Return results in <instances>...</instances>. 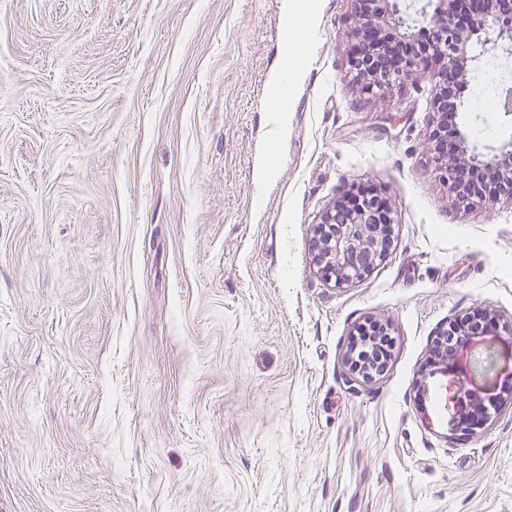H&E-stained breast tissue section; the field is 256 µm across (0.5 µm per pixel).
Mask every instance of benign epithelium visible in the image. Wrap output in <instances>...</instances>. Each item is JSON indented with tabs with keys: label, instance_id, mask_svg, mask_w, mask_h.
I'll return each mask as SVG.
<instances>
[{
	"label": "benign epithelium",
	"instance_id": "benign-epithelium-1",
	"mask_svg": "<svg viewBox=\"0 0 512 512\" xmlns=\"http://www.w3.org/2000/svg\"><path fill=\"white\" fill-rule=\"evenodd\" d=\"M355 41L350 60L355 82L383 91L418 74L435 70L433 111L436 125L429 149L457 193L461 179H474L472 196L493 204L512 199V139L496 146L473 143L460 127L448 129V115L458 116L465 103L448 89L463 83L488 52L512 58V0H429L432 14L421 20L435 27V37L416 43L417 24L404 18L400 0H350ZM387 28L398 40L386 42ZM391 216L374 207L367 194L351 192L336 199L313 225L312 261L324 279L341 288L364 277L388 253Z\"/></svg>",
	"mask_w": 512,
	"mask_h": 512
}]
</instances>
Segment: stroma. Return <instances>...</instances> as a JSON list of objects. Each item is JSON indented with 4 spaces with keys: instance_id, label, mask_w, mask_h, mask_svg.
Here are the masks:
<instances>
[{
    "instance_id": "1",
    "label": "stroma",
    "mask_w": 512,
    "mask_h": 512,
    "mask_svg": "<svg viewBox=\"0 0 512 512\" xmlns=\"http://www.w3.org/2000/svg\"><path fill=\"white\" fill-rule=\"evenodd\" d=\"M281 3L0 0V512H512V200L449 191L433 74L350 81L346 0H316L268 148ZM506 83L469 74L472 142L512 138ZM360 189L393 245L337 288L311 229Z\"/></svg>"
}]
</instances>
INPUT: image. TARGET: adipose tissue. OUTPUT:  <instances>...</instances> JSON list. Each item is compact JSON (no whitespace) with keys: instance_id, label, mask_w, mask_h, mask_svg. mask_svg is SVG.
I'll return each mask as SVG.
<instances>
[{"instance_id":"adipose-tissue-1","label":"adipose tissue","mask_w":512,"mask_h":512,"mask_svg":"<svg viewBox=\"0 0 512 512\" xmlns=\"http://www.w3.org/2000/svg\"><path fill=\"white\" fill-rule=\"evenodd\" d=\"M315 0H283L287 53L269 80L267 112L277 134H284L292 86L301 78L302 59L311 46Z\"/></svg>"}]
</instances>
